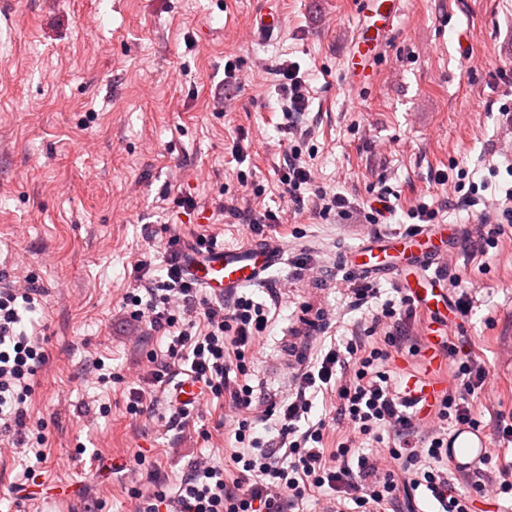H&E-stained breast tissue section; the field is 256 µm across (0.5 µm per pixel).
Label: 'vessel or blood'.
Instances as JSON below:
<instances>
[{
	"label": "vessel or blood",
	"instance_id": "vessel-or-blood-1",
	"mask_svg": "<svg viewBox=\"0 0 512 512\" xmlns=\"http://www.w3.org/2000/svg\"><path fill=\"white\" fill-rule=\"evenodd\" d=\"M360 9L365 16L346 66L347 80L354 88L372 77L385 39L400 16L401 2L382 0L372 8L362 0ZM447 239V225L432 224L413 235L374 241L361 252L356 268L362 274L375 276L392 272L396 264H406L414 270L417 282L411 296L419 308L429 311L443 302L448 286L446 280L429 273ZM282 259V252L256 240L238 248L188 253L185 266L200 288L219 297L260 282Z\"/></svg>",
	"mask_w": 512,
	"mask_h": 512
}]
</instances>
